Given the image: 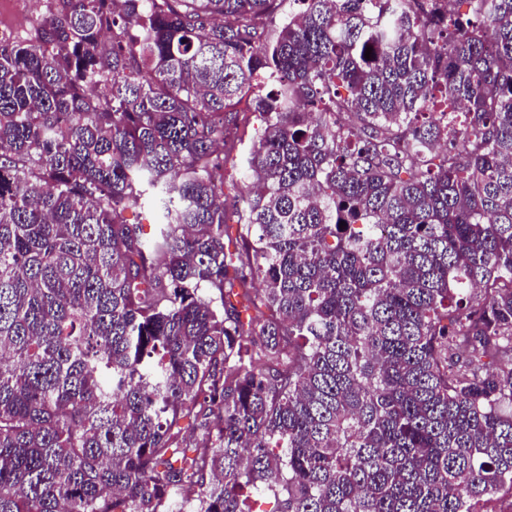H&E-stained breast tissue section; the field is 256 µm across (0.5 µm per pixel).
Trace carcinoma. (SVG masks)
<instances>
[{"label": "carcinoma", "instance_id": "carcinoma-1", "mask_svg": "<svg viewBox=\"0 0 512 512\" xmlns=\"http://www.w3.org/2000/svg\"><path fill=\"white\" fill-rule=\"evenodd\" d=\"M43 2L0 41V512L512 495V0ZM249 114V123H242L239 129V135L242 137L241 151L238 154H231L225 159V175L228 180H240L243 177V160L249 145L255 137L256 128H258V120L251 112Z\"/></svg>", "mask_w": 512, "mask_h": 512}]
</instances>
